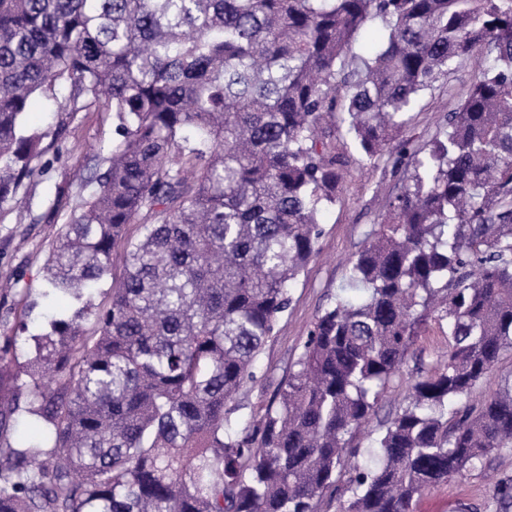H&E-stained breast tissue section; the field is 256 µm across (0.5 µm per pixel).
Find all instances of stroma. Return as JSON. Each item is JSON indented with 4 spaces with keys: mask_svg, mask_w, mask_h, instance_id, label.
<instances>
[{
    "mask_svg": "<svg viewBox=\"0 0 512 512\" xmlns=\"http://www.w3.org/2000/svg\"><path fill=\"white\" fill-rule=\"evenodd\" d=\"M465 74L457 73L435 84L423 100L412 125L403 133L411 145L424 144L436 132L443 116L455 108L466 89ZM28 127L45 132L49 145L42 161L47 169L26 185L21 206L0 208V337L18 342L7 356L10 372L18 376L21 391H28L25 364L35 354L33 334L45 328L48 317L69 310L67 301L45 296V262L62 224L72 214V196L93 165L92 145L112 139V115L77 112L58 124L54 93L45 91L26 113ZM406 184L404 172L363 165L349 152L343 204L322 211L318 253L290 289L291 305L280 319L277 332L258 356L257 379L236 397L248 416H261L299 357L314 318L346 292L348 262L372 238L381 218V204ZM445 346L437 324L418 336L401 367L383 391L380 408L372 420L349 437L357 448L355 464L368 463L367 450L382 423L394 415L421 369L433 368ZM512 481V448L495 452L485 466L464 477L426 488L414 512H502L500 484Z\"/></svg>",
    "mask_w": 512,
    "mask_h": 512,
    "instance_id": "35a3bbf8",
    "label": "stroma"
}]
</instances>
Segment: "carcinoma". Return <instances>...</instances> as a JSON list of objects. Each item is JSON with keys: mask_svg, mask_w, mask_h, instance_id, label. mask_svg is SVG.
<instances>
[{"mask_svg": "<svg viewBox=\"0 0 512 512\" xmlns=\"http://www.w3.org/2000/svg\"><path fill=\"white\" fill-rule=\"evenodd\" d=\"M386 30L354 53L372 20ZM471 65L468 90L411 154L346 295L314 320L263 417L234 396L344 202L339 139L374 167L422 94ZM108 99L101 145L47 260L74 305L33 336L30 390L6 387L42 436L0 441V512H413L426 488L512 447V383L467 402L512 351V0H0V208L39 175L24 123ZM136 225V232L130 231ZM124 272L112 297L90 295ZM448 359L415 381L370 453L346 436L376 414L429 322Z\"/></svg>", "mask_w": 512, "mask_h": 512, "instance_id": "cac0c4a2", "label": "carcinoma"}]
</instances>
